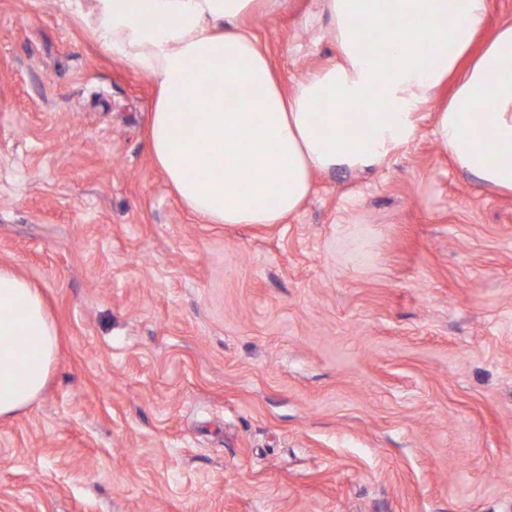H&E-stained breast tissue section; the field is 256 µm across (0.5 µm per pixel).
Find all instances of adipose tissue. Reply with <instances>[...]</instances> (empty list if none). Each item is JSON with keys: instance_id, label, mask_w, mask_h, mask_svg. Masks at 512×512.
Returning <instances> with one entry per match:
<instances>
[{"instance_id": "adipose-tissue-1", "label": "adipose tissue", "mask_w": 512, "mask_h": 512, "mask_svg": "<svg viewBox=\"0 0 512 512\" xmlns=\"http://www.w3.org/2000/svg\"><path fill=\"white\" fill-rule=\"evenodd\" d=\"M276 2L88 0L78 11L103 48L155 78L148 147L192 212L209 224L280 223L314 173L374 168L406 144L416 105L452 77L437 140L482 187L512 194V24L477 45L486 0H321L341 61L289 95L238 25ZM188 115L189 139L178 133ZM58 353L42 294L0 266V417L38 397Z\"/></svg>"}]
</instances>
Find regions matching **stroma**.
<instances>
[{
	"label": "stroma",
	"mask_w": 512,
	"mask_h": 512,
	"mask_svg": "<svg viewBox=\"0 0 512 512\" xmlns=\"http://www.w3.org/2000/svg\"><path fill=\"white\" fill-rule=\"evenodd\" d=\"M283 92L336 63L320 0L246 16ZM155 80L66 0H0V266L61 349L0 419V512H512V195L432 130L207 224L148 149Z\"/></svg>",
	"instance_id": "35a3bbf8"
}]
</instances>
